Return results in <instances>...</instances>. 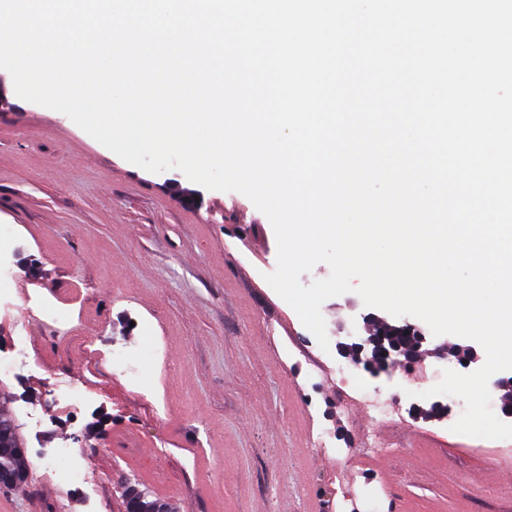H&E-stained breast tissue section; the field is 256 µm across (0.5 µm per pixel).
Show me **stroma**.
Wrapping results in <instances>:
<instances>
[{
    "label": "stroma",
    "instance_id": "35a3bbf8",
    "mask_svg": "<svg viewBox=\"0 0 512 512\" xmlns=\"http://www.w3.org/2000/svg\"><path fill=\"white\" fill-rule=\"evenodd\" d=\"M0 93V251L14 256L19 304L0 315V343L19 328L44 355L43 367L0 375L28 469L23 489L0 488V512H93L96 498L123 512L130 486L170 512H340L346 498L354 512H512V439L455 433L432 410L450 396H422L444 370L484 364L476 341L420 324L414 363L364 376L338 404V368L355 358L337 343L387 312L353 292L326 300L323 350L265 280L276 237L248 197L129 163L18 97L3 69ZM117 347L147 357L150 393L108 376L103 356ZM64 374L102 390L92 409L55 403ZM375 398L390 418L377 428ZM324 433L362 449L360 463L317 453ZM118 434L133 444L124 461L108 449ZM70 439L90 451L95 497L44 478Z\"/></svg>",
    "mask_w": 512,
    "mask_h": 512
}]
</instances>
